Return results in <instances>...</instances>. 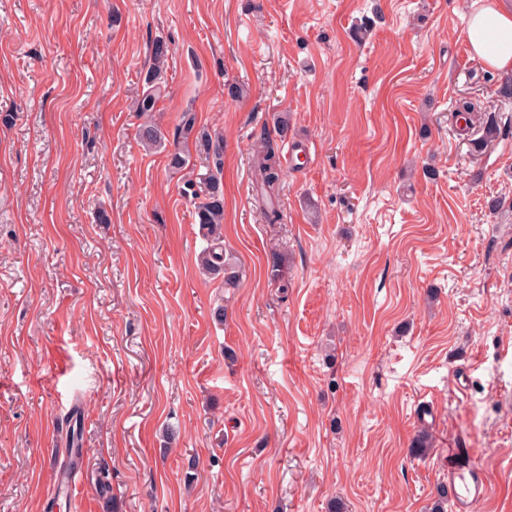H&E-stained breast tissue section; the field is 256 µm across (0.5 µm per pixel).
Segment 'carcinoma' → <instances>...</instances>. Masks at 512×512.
Returning a JSON list of instances; mask_svg holds the SVG:
<instances>
[{
    "label": "carcinoma",
    "instance_id": "1",
    "mask_svg": "<svg viewBox=\"0 0 512 512\" xmlns=\"http://www.w3.org/2000/svg\"><path fill=\"white\" fill-rule=\"evenodd\" d=\"M170 48L163 39H155L150 44L149 57L152 65L144 77L145 90L134 101V111L142 115H150L155 111L157 100L161 95V84L164 79ZM194 137V147L198 154L213 157L214 170L204 179V193L192 192L195 203V223L200 225L203 236L213 238L214 244L202 251L199 260L202 269L213 277H222L224 284L234 286L238 281L235 267L224 259L222 228L224 223V189L220 179L223 165L222 148L213 141L210 132L204 128L194 130L193 118L185 119L181 129L173 138V150L168 152L169 167L181 171L190 164L189 137ZM139 141L147 148H163L167 138L156 123L148 118L141 124ZM255 173L256 209L261 221L265 224H281L284 221L283 211L277 202L280 181L284 172L277 147L268 138H263L262 150L252 158ZM431 448V435L426 428H421L414 435L409 453L414 457L426 455Z\"/></svg>",
    "mask_w": 512,
    "mask_h": 512
}]
</instances>
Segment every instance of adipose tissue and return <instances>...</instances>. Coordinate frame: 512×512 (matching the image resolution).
<instances>
[{
    "mask_svg": "<svg viewBox=\"0 0 512 512\" xmlns=\"http://www.w3.org/2000/svg\"><path fill=\"white\" fill-rule=\"evenodd\" d=\"M465 39L488 67L512 72V0H472Z\"/></svg>",
    "mask_w": 512,
    "mask_h": 512,
    "instance_id": "adipose-tissue-1",
    "label": "adipose tissue"
}]
</instances>
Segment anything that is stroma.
<instances>
[{
    "instance_id": "stroma-1",
    "label": "stroma",
    "mask_w": 512,
    "mask_h": 512,
    "mask_svg": "<svg viewBox=\"0 0 512 512\" xmlns=\"http://www.w3.org/2000/svg\"><path fill=\"white\" fill-rule=\"evenodd\" d=\"M467 13L0 0V512H430L452 448L490 479L476 512H512V134L483 130L512 104ZM157 38L154 121L223 141L233 288L200 270L182 193L209 160L182 174L138 140ZM280 112L283 155L308 163L288 166L273 225L251 153ZM75 410L90 455L69 498ZM170 48L163 39H155L150 44L149 57L152 65L144 77L145 90L134 101V111L142 115H149L155 112L157 100L161 95V84L164 82L166 64L169 59Z\"/></svg>"
}]
</instances>
